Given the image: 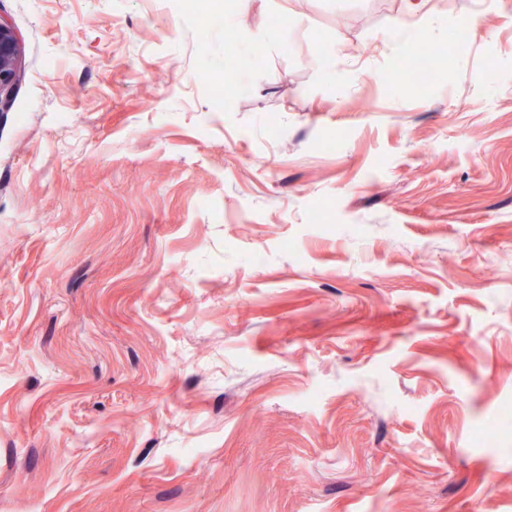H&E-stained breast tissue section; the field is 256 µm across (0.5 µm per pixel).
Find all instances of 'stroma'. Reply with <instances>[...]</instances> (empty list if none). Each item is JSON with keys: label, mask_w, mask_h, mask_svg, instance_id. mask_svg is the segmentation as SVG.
Wrapping results in <instances>:
<instances>
[{"label": "stroma", "mask_w": 512, "mask_h": 512, "mask_svg": "<svg viewBox=\"0 0 512 512\" xmlns=\"http://www.w3.org/2000/svg\"><path fill=\"white\" fill-rule=\"evenodd\" d=\"M191 2L0 0V512H512V0ZM20 38L14 29L0 19V111L17 81ZM422 54H429L430 57H434L436 60H438L437 53L434 51V48L430 43L425 45H418L414 49L409 48L403 53V59L400 58V60L403 63L404 69L413 70L415 72H417L422 65L423 71L419 70L417 82L421 85H424L427 83V77L425 73L433 72L436 68L439 67V62L433 59H426L422 64Z\"/></svg>", "instance_id": "35a3bbf8"}]
</instances>
